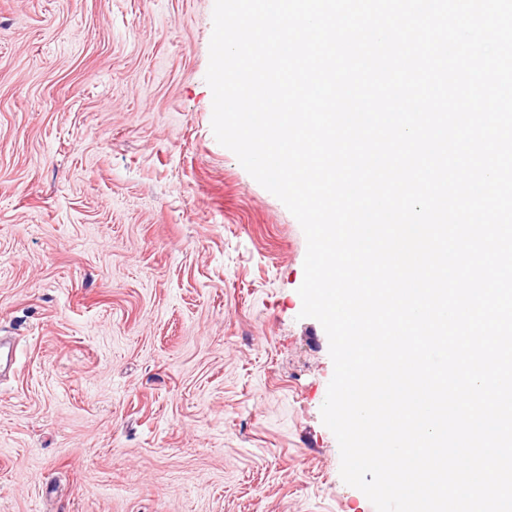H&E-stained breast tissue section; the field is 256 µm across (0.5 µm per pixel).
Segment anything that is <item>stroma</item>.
<instances>
[{"instance_id": "1", "label": "stroma", "mask_w": 512, "mask_h": 512, "mask_svg": "<svg viewBox=\"0 0 512 512\" xmlns=\"http://www.w3.org/2000/svg\"><path fill=\"white\" fill-rule=\"evenodd\" d=\"M214 0H0V512H375L306 238L216 140Z\"/></svg>"}]
</instances>
